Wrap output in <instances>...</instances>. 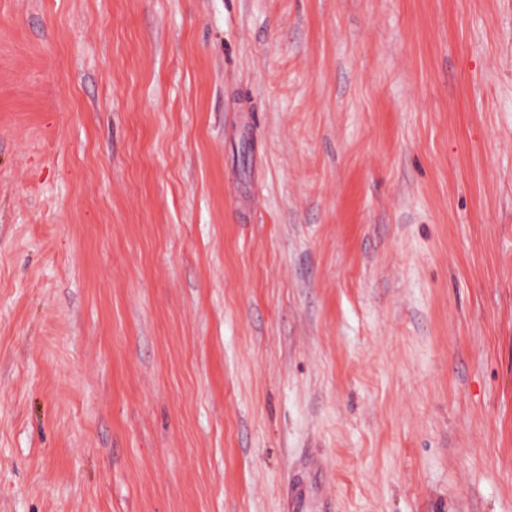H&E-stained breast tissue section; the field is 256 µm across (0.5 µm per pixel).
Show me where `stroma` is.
Listing matches in <instances>:
<instances>
[{"label": "stroma", "mask_w": 512, "mask_h": 512, "mask_svg": "<svg viewBox=\"0 0 512 512\" xmlns=\"http://www.w3.org/2000/svg\"><path fill=\"white\" fill-rule=\"evenodd\" d=\"M512 512V0H0V512Z\"/></svg>", "instance_id": "obj_1"}]
</instances>
